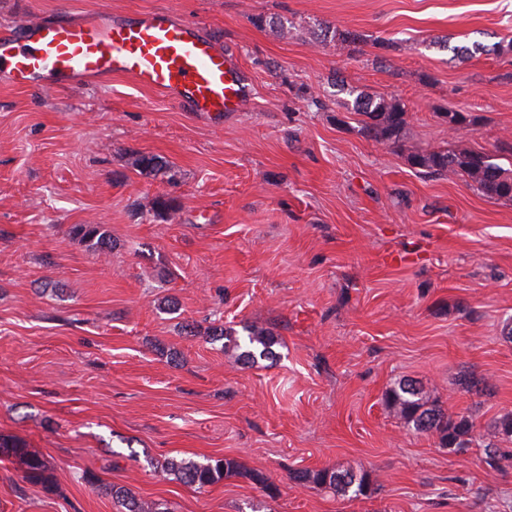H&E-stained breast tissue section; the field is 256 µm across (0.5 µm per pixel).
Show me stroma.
<instances>
[{
  "mask_svg": "<svg viewBox=\"0 0 512 512\" xmlns=\"http://www.w3.org/2000/svg\"><path fill=\"white\" fill-rule=\"evenodd\" d=\"M151 9L224 47L239 111L185 112L121 77L0 86V434L51 463L36 484L0 457V512H121L104 483L172 512H512V464L440 447L385 399L414 381L481 435L512 413V200L423 177L340 101L309 99L338 79L404 103L412 145L495 151L512 141V54L453 50L512 40V0H0V29ZM273 14L288 31L252 22ZM321 24L367 41L349 53ZM449 108L475 125L449 134ZM136 152L169 171L135 170ZM161 196L175 218L154 213ZM79 224L110 248L88 250ZM245 325L274 335L275 359L236 361L207 334ZM224 457L278 496L157 471ZM321 468L379 492L291 477ZM76 233L93 251H103L110 247V237L99 224H81L76 228ZM293 479L301 484L311 483L315 487L337 493H348L353 489L354 497L371 498L377 490L367 475L357 477L350 473H341L327 468L314 471L297 470L293 473Z\"/></svg>",
  "mask_w": 512,
  "mask_h": 512,
  "instance_id": "stroma-1",
  "label": "stroma"
}]
</instances>
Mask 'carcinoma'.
I'll list each match as a JSON object with an SVG mask.
<instances>
[{"mask_svg": "<svg viewBox=\"0 0 512 512\" xmlns=\"http://www.w3.org/2000/svg\"><path fill=\"white\" fill-rule=\"evenodd\" d=\"M346 94L353 98V109L362 116L360 133L367 139L386 144L392 148L404 146L408 132V113L405 105L383 96H373L363 90L345 85L330 92L336 97ZM448 125V133L457 134L476 123L473 116L450 110L440 114ZM406 160L417 173L427 177H442L459 173L483 195L490 198L512 200V171L495 162L493 155L486 151L469 148L424 150L412 147L407 150ZM142 170L161 171L166 162L155 155L140 154L134 161ZM80 239L93 251L110 247V237L99 224H81L76 228ZM247 340L243 341L236 330L223 328L217 336L224 339V349L237 353V359L254 364L260 360L275 357L274 337L251 327L244 328ZM387 402L396 410L405 424L426 434H435L441 447L453 452H463L474 440V425L470 417H450L440 407L429 403L416 385L408 380L399 382L386 393ZM485 463L499 470L503 463L512 460V453L506 452L494 443L485 444ZM0 453L15 458L22 468L24 478L31 482H44L50 462L28 450L25 443L0 436ZM160 472L175 476L187 485L202 491L228 478L246 479L260 486L268 496L278 494V488L269 482L260 471L246 467L233 458L207 460V462L169 460L160 466ZM293 479L301 484L311 483L316 487L337 493L353 492L356 497L370 498L376 487L366 475L359 477L350 473L327 468L319 470H297ZM112 498L120 503L125 512H172L165 504L156 501L139 500L121 487H110Z\"/></svg>", "mask_w": 512, "mask_h": 512, "instance_id": "cac0c4a2", "label": "carcinoma"}]
</instances>
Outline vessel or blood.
I'll return each instance as SVG.
<instances>
[{"instance_id":"vessel-or-blood-1","label":"vessel or blood","mask_w":512,"mask_h":512,"mask_svg":"<svg viewBox=\"0 0 512 512\" xmlns=\"http://www.w3.org/2000/svg\"><path fill=\"white\" fill-rule=\"evenodd\" d=\"M115 76L162 92L187 112H234L246 94L223 48L163 9L39 19L0 33V84L55 89Z\"/></svg>"}]
</instances>
